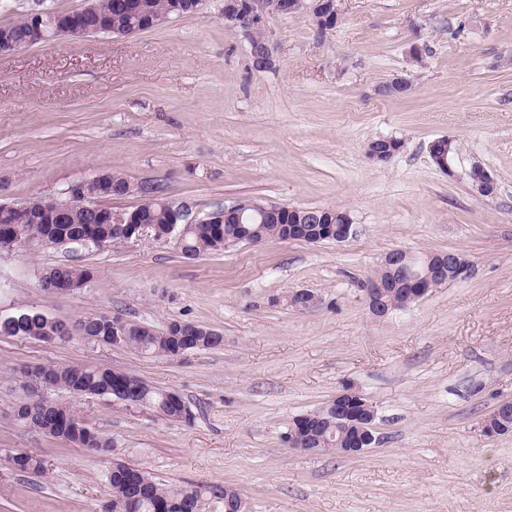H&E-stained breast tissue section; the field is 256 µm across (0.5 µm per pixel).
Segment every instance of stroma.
Returning a JSON list of instances; mask_svg holds the SVG:
<instances>
[{
    "label": "stroma",
    "mask_w": 512,
    "mask_h": 512,
    "mask_svg": "<svg viewBox=\"0 0 512 512\" xmlns=\"http://www.w3.org/2000/svg\"><path fill=\"white\" fill-rule=\"evenodd\" d=\"M222 0L128 36L63 37L0 57V202L63 200L73 182L120 173L162 185L198 221L241 201L348 212L339 244L266 240L194 259L146 238L104 248L58 244L0 253V319L36 309L72 322L124 314L156 329L182 321L224 338L170 360L80 335H0V512H99L119 458L155 481L231 486L246 512H512V434L484 417L512 400V0H339L319 33L309 15L273 18L271 68L225 23ZM406 75V97L375 88ZM401 139L387 163L368 140ZM453 139L450 178L428 153ZM497 179L475 195L473 162ZM455 251L465 279L415 306L371 317L363 283L393 249ZM90 269L57 294L51 267ZM310 289L317 307L287 296ZM91 364L175 391L193 419L60 389L106 442L90 450L12 418L24 365ZM377 408L358 456L290 450L289 418L343 388ZM29 451L40 474L7 455Z\"/></svg>",
    "instance_id": "obj_1"
}]
</instances>
